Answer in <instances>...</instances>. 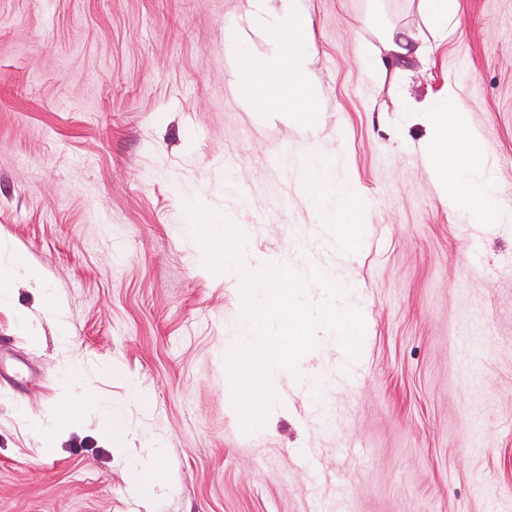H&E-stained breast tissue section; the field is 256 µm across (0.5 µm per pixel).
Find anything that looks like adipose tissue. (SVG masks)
<instances>
[{
	"instance_id": "ef3b65f1",
	"label": "adipose tissue",
	"mask_w": 512,
	"mask_h": 512,
	"mask_svg": "<svg viewBox=\"0 0 512 512\" xmlns=\"http://www.w3.org/2000/svg\"><path fill=\"white\" fill-rule=\"evenodd\" d=\"M275 44L264 61L245 57V72L238 78L257 106L278 112L307 126L315 118L314 90L305 65L309 20L295 0H281L279 9L267 10L268 0H253ZM430 130L424 158L433 185L450 208L469 224H493L498 219L496 179L480 135L458 105L455 86L433 101L422 115ZM301 171L306 198L317 209L339 248H353L361 237L364 208L358 193L330 181L328 167L316 154L305 156Z\"/></svg>"
}]
</instances>
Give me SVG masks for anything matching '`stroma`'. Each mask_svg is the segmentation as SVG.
I'll list each match as a JSON object with an SVG mask.
<instances>
[{
	"label": "stroma",
	"instance_id": "1",
	"mask_svg": "<svg viewBox=\"0 0 512 512\" xmlns=\"http://www.w3.org/2000/svg\"><path fill=\"white\" fill-rule=\"evenodd\" d=\"M456 2L443 40L414 0H382L423 53L371 77V0H296L318 110L304 127L252 111L236 83L235 47L274 49L250 0H0V242L44 278L0 299V512H512V0ZM451 82L503 223H459L430 180L411 113ZM310 148L369 203L353 249L306 200ZM192 203L246 230L255 261L307 277L311 307L329 298L312 268L349 291L356 380L323 332L244 430L221 359L242 286L205 265ZM78 368L98 407L67 428L52 413ZM112 406L127 447L164 450L150 506L99 425Z\"/></svg>",
	"mask_w": 512,
	"mask_h": 512
}]
</instances>
